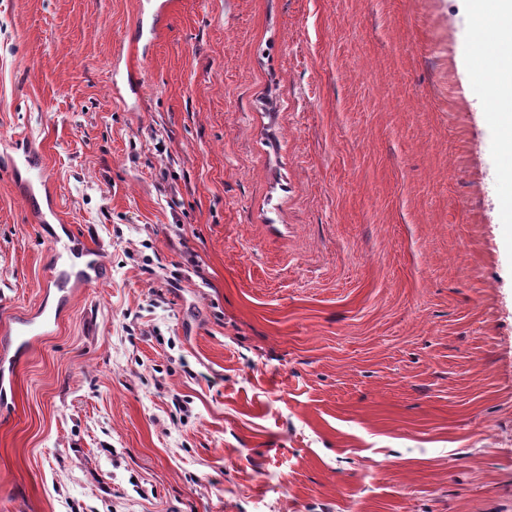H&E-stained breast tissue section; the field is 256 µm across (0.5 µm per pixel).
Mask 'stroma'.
Returning a JSON list of instances; mask_svg holds the SVG:
<instances>
[{
    "instance_id": "obj_1",
    "label": "stroma",
    "mask_w": 512,
    "mask_h": 512,
    "mask_svg": "<svg viewBox=\"0 0 512 512\" xmlns=\"http://www.w3.org/2000/svg\"><path fill=\"white\" fill-rule=\"evenodd\" d=\"M147 5L0 0V156L40 146L63 219L0 173V512H512L491 12ZM67 226L103 274L63 302ZM51 319L45 316L41 321L36 322L34 319H26L21 322V327L16 331L15 340L17 348L25 351L28 348L31 339L28 336H40L45 333L46 328L50 325Z\"/></svg>"
}]
</instances>
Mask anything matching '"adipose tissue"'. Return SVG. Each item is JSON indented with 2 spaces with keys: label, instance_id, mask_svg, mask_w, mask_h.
I'll return each instance as SVG.
<instances>
[{
  "label": "adipose tissue",
  "instance_id": "adipose-tissue-1",
  "mask_svg": "<svg viewBox=\"0 0 512 512\" xmlns=\"http://www.w3.org/2000/svg\"><path fill=\"white\" fill-rule=\"evenodd\" d=\"M497 27L492 40L476 39L474 55L492 56L494 67L481 73L480 81L489 82L504 90L503 95L486 101L485 107L496 115L501 135L498 176L512 179V0H492Z\"/></svg>",
  "mask_w": 512,
  "mask_h": 512
}]
</instances>
